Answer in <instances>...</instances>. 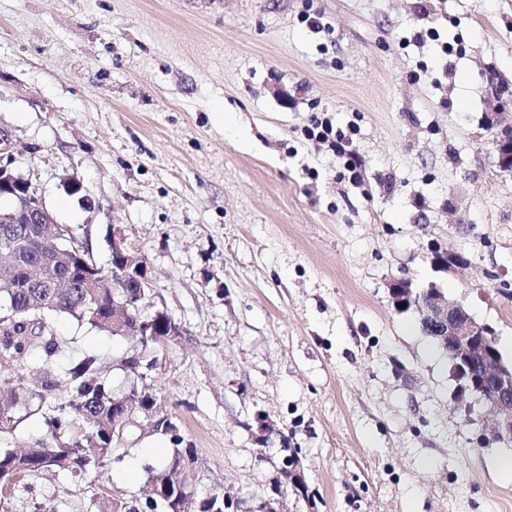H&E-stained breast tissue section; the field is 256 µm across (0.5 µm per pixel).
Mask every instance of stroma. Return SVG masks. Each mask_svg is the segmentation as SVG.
<instances>
[{
    "label": "stroma",
    "mask_w": 512,
    "mask_h": 512,
    "mask_svg": "<svg viewBox=\"0 0 512 512\" xmlns=\"http://www.w3.org/2000/svg\"><path fill=\"white\" fill-rule=\"evenodd\" d=\"M492 80L512 91V0H0V160L99 266L126 227L185 330L151 382L241 512H512V444L388 291L440 289L512 363ZM315 115L353 129L361 183L305 139ZM53 325L59 364L127 386L134 339ZM135 436L101 473L15 478L0 512L136 497L166 442ZM287 448L305 496L278 489Z\"/></svg>",
    "instance_id": "35a3bbf8"
}]
</instances>
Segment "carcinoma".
I'll use <instances>...</instances> for the list:
<instances>
[{
  "label": "carcinoma",
  "instance_id": "1",
  "mask_svg": "<svg viewBox=\"0 0 512 512\" xmlns=\"http://www.w3.org/2000/svg\"><path fill=\"white\" fill-rule=\"evenodd\" d=\"M25 234L17 250V265L11 275L0 277V367L13 364L31 351L38 356L33 386L0 384V477L52 471L76 478L102 469L120 456L112 439V426L124 419L126 401L144 410L158 404L151 385L131 396L117 393L101 376L102 362L88 355L71 362L61 372L55 368L63 341L56 336L51 319L66 316L112 335V268H97L89 252L77 256L59 244L48 224H23ZM164 332L144 336L138 356L124 362L129 371L144 374L156 363ZM65 386L69 399L48 398ZM38 414L45 438L24 453L12 449L22 422ZM156 433L169 444L160 468L152 472L154 490L135 505L110 503L107 512H172L171 500L190 475L179 469L195 448L185 444L181 433L157 426Z\"/></svg>",
  "mask_w": 512,
  "mask_h": 512
}]
</instances>
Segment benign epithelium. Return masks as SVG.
<instances>
[{
    "instance_id": "obj_1",
    "label": "benign epithelium",
    "mask_w": 512,
    "mask_h": 512,
    "mask_svg": "<svg viewBox=\"0 0 512 512\" xmlns=\"http://www.w3.org/2000/svg\"><path fill=\"white\" fill-rule=\"evenodd\" d=\"M512 126L497 133L498 164L512 171ZM9 192L20 204L8 215H0L1 224H54L56 220L45 208L30 182L14 173L12 162L0 163V194ZM112 303L125 313L136 310V327L141 336L153 335V320L143 315L149 306L154 288L147 262L135 257L134 246L120 224L112 225ZM139 288L138 300L126 299L123 289ZM390 296L395 304H411L423 315L428 333L441 336L451 354L453 376L460 388L483 401L494 415L491 434L499 441H512V368L503 364L498 354L489 348L494 331L476 322L465 308L449 300L436 287L416 293L410 283L398 280L390 284ZM481 365V377L472 374L474 365ZM190 487L185 496L196 502V487L203 484L205 467L200 460L191 465Z\"/></svg>"
}]
</instances>
